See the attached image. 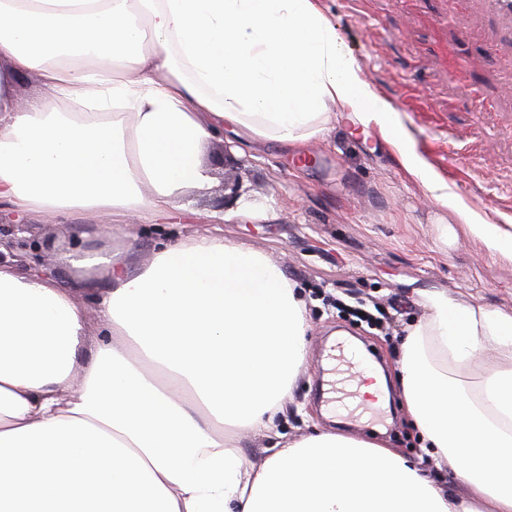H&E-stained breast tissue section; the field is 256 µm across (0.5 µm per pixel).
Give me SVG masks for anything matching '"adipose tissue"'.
<instances>
[{"mask_svg": "<svg viewBox=\"0 0 512 512\" xmlns=\"http://www.w3.org/2000/svg\"><path fill=\"white\" fill-rule=\"evenodd\" d=\"M45 97L19 104V77ZM377 128L449 224L512 260L414 149L318 0H0V202L53 224L171 213L209 186L231 131L302 155L337 112ZM105 266L100 337L47 273L0 264V512H512V313L424 291L400 393L426 456L316 431L255 466L308 362L297 283L259 252L199 234ZM491 363H479L486 350Z\"/></svg>", "mask_w": 512, "mask_h": 512, "instance_id": "ef3b65f1", "label": "adipose tissue"}]
</instances>
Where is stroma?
I'll use <instances>...</instances> for the list:
<instances>
[{"instance_id":"1","label":"stroma","mask_w":512,"mask_h":512,"mask_svg":"<svg viewBox=\"0 0 512 512\" xmlns=\"http://www.w3.org/2000/svg\"><path fill=\"white\" fill-rule=\"evenodd\" d=\"M358 60L363 78L398 108L415 150L449 191L492 224L512 225V37L484 12L483 0H319ZM453 143L449 159L444 143ZM237 160L241 196L213 219L224 171L211 160L221 151ZM321 172L294 168L293 154L231 132L211 140L203 160L211 185L154 216L133 236L106 234L91 221L49 225L29 216L50 239V260L62 287L104 286L107 270L69 263L70 236L87 248L123 251L146 262L158 236L211 233L259 251L304 289L311 331L308 366L289 396L280 431L288 440L312 430L367 436L407 456L422 455L419 435L399 394L397 353L405 329L421 318L418 294L451 293L460 303L512 312V261L488 253L473 237L441 240L440 210L402 169L377 130L337 119L323 140L307 147ZM378 300L390 333L356 322L344 305ZM366 356L388 396L375 414H334L320 398L321 363L336 340Z\"/></svg>"}]
</instances>
